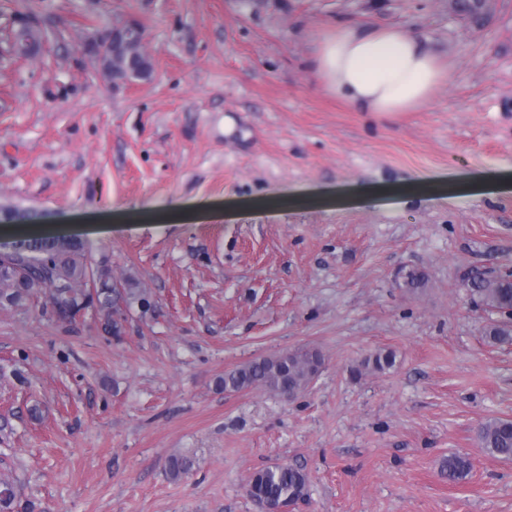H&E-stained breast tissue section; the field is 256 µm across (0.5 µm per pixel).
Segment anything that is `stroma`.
<instances>
[{
  "mask_svg": "<svg viewBox=\"0 0 512 512\" xmlns=\"http://www.w3.org/2000/svg\"><path fill=\"white\" fill-rule=\"evenodd\" d=\"M131 17L153 72L116 86L82 44ZM342 21L418 35L451 82L392 119L347 109L308 67ZM1 203L145 299L117 337L91 308L0 309L16 512H261L245 488L274 464L308 478L289 512H512V460L476 440L512 419V346L464 285L512 272V0H0ZM298 348L323 365L293 401L217 386ZM471 459L463 454H450L441 464L440 472L448 478V482L458 483L466 480L472 472Z\"/></svg>",
  "mask_w": 512,
  "mask_h": 512,
  "instance_id": "stroma-1",
  "label": "stroma"
}]
</instances>
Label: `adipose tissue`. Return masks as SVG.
Returning a JSON list of instances; mask_svg holds the SVG:
<instances>
[{
	"instance_id": "adipose-tissue-1",
	"label": "adipose tissue",
	"mask_w": 512,
	"mask_h": 512,
	"mask_svg": "<svg viewBox=\"0 0 512 512\" xmlns=\"http://www.w3.org/2000/svg\"><path fill=\"white\" fill-rule=\"evenodd\" d=\"M309 65L320 91L354 111L382 115L423 109L450 78L447 61L416 35L373 23L334 25Z\"/></svg>"
}]
</instances>
